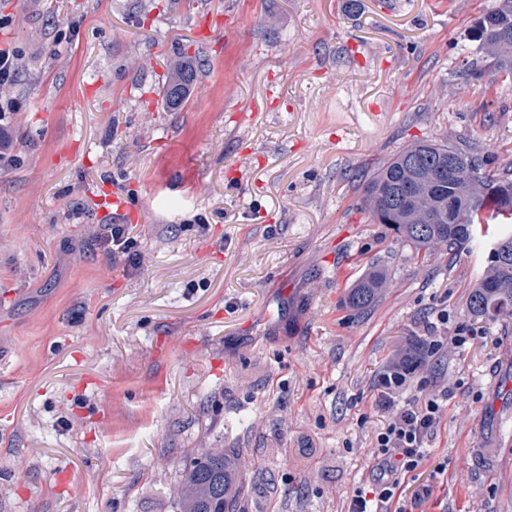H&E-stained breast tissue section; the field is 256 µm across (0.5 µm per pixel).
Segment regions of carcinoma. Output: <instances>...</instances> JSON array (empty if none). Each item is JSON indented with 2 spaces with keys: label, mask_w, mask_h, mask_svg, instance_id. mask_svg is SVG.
Instances as JSON below:
<instances>
[{
  "label": "carcinoma",
  "mask_w": 512,
  "mask_h": 512,
  "mask_svg": "<svg viewBox=\"0 0 512 512\" xmlns=\"http://www.w3.org/2000/svg\"><path fill=\"white\" fill-rule=\"evenodd\" d=\"M475 61L492 60L512 73V0H489L471 32ZM199 66L178 63L166 84L167 102L182 106ZM366 209L417 252H453L474 242V229L498 224L487 245L488 266L470 293L468 315L483 323L512 321V162L493 166L482 143L417 142L389 158L366 180ZM387 282L386 269L371 264L348 289L346 304L370 309ZM422 344L399 353L410 368L422 364ZM246 476L232 448H204L182 472L174 490L177 512H240L236 484Z\"/></svg>",
  "instance_id": "cac0c4a2"
}]
</instances>
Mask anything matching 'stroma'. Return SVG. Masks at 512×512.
<instances>
[{
    "instance_id": "1",
    "label": "stroma",
    "mask_w": 512,
    "mask_h": 512,
    "mask_svg": "<svg viewBox=\"0 0 512 512\" xmlns=\"http://www.w3.org/2000/svg\"><path fill=\"white\" fill-rule=\"evenodd\" d=\"M487 4L0 0L22 65L0 90L20 106L0 166V512H176L203 448L239 450L245 512H345L373 479L382 375L447 335L466 342L395 395L443 405L416 512H512V334L466 313L484 250L421 257L360 208L417 140L512 162V75L469 69ZM186 55L201 74L173 109ZM115 191L144 254L129 270ZM373 259L388 284L357 313L342 297ZM200 66L199 62L195 65L191 61H181L174 67L165 88L170 107L178 108L187 101L189 89L197 80Z\"/></svg>"
}]
</instances>
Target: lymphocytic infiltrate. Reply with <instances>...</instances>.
I'll return each mask as SVG.
<instances>
[{
    "instance_id": "obj_1",
    "label": "lymphocytic infiltrate",
    "mask_w": 512,
    "mask_h": 512,
    "mask_svg": "<svg viewBox=\"0 0 512 512\" xmlns=\"http://www.w3.org/2000/svg\"><path fill=\"white\" fill-rule=\"evenodd\" d=\"M405 381L406 376L401 372L381 377L380 407L387 419L377 432L373 447L378 472L370 488L354 491L347 512H407L408 506L420 504L432 493L431 488L425 486L411 496L409 505L399 502L407 476L418 470L426 459L425 441L437 427L441 415V405L434 398L420 405L394 408L390 395Z\"/></svg>"
}]
</instances>
